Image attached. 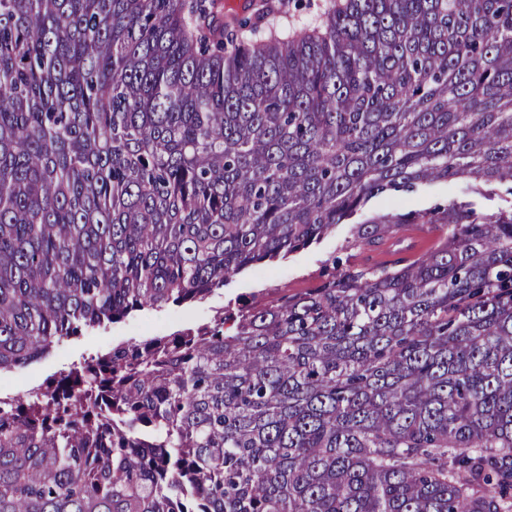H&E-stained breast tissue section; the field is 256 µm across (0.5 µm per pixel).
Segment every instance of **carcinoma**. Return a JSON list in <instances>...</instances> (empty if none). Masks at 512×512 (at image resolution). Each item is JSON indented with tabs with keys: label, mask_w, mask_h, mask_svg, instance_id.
I'll use <instances>...</instances> for the list:
<instances>
[{
	"label": "carcinoma",
	"mask_w": 512,
	"mask_h": 512,
	"mask_svg": "<svg viewBox=\"0 0 512 512\" xmlns=\"http://www.w3.org/2000/svg\"><path fill=\"white\" fill-rule=\"evenodd\" d=\"M0 0V375L349 226L319 283L0 396V512H512V0ZM409 224L433 247L356 253ZM273 5L280 2L283 6L280 13H271L261 25V35L270 31L288 32V35L299 34L305 28L318 23L324 13L331 7L330 0H273ZM471 197L475 199L485 212H492L500 203L499 197L491 199L481 198L473 193L469 194L468 185L461 181H449L447 183H435L420 188L414 193L401 196L382 195L373 198L370 203V211L389 212L393 210L425 209L436 203H445L451 198Z\"/></svg>",
	"instance_id": "1"
}]
</instances>
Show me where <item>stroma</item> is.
<instances>
[{
    "instance_id": "obj_1",
    "label": "stroma",
    "mask_w": 512,
    "mask_h": 512,
    "mask_svg": "<svg viewBox=\"0 0 512 512\" xmlns=\"http://www.w3.org/2000/svg\"><path fill=\"white\" fill-rule=\"evenodd\" d=\"M331 6V0H285L280 11L265 19L263 32L301 33L305 28L318 23ZM466 183L450 181L435 183L401 196L382 195L373 198L370 209L374 212L393 210L425 209L451 198L468 196ZM347 235L346 226H339L333 234L289 259L238 275L225 286L221 294L208 302L190 307H182L161 316L140 314L124 323L113 326L112 330L101 331L78 342H63L55 356L46 362L32 365L14 373L4 390L10 394L25 393L32 386L41 383L57 370L79 360L81 357L107 350L112 343L140 339L144 334L168 333L194 324L207 322L214 311L226 306L229 301L247 296L259 289L286 288L300 291L311 287L318 276L324 261L334 256H342V246Z\"/></svg>"
}]
</instances>
